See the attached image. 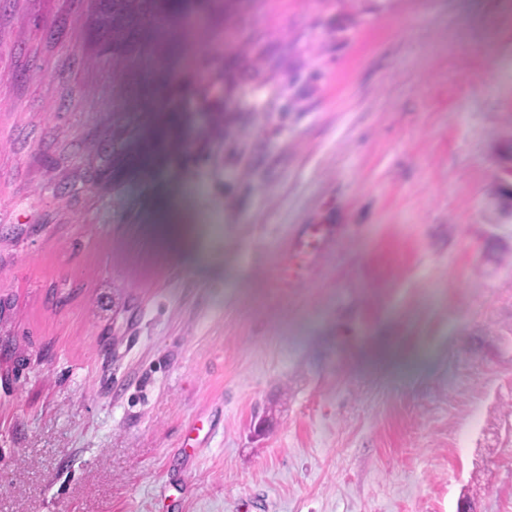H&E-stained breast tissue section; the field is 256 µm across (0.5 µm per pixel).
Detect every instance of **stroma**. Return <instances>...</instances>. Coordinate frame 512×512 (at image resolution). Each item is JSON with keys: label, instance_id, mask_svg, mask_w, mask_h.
Listing matches in <instances>:
<instances>
[{"label": "stroma", "instance_id": "1", "mask_svg": "<svg viewBox=\"0 0 512 512\" xmlns=\"http://www.w3.org/2000/svg\"><path fill=\"white\" fill-rule=\"evenodd\" d=\"M98 13L0 0V512H512V0ZM332 231L329 228L309 229L288 243L279 259L280 279L284 286H293L302 281V269L310 270L320 254L330 245Z\"/></svg>", "mask_w": 512, "mask_h": 512}]
</instances>
